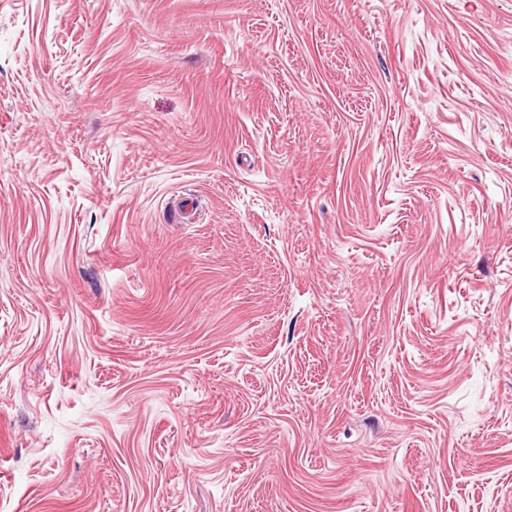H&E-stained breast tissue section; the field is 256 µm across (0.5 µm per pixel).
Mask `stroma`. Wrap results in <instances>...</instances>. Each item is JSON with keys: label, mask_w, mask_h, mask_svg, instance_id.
I'll use <instances>...</instances> for the list:
<instances>
[{"label": "stroma", "mask_w": 512, "mask_h": 512, "mask_svg": "<svg viewBox=\"0 0 512 512\" xmlns=\"http://www.w3.org/2000/svg\"><path fill=\"white\" fill-rule=\"evenodd\" d=\"M0 512H512V0H0Z\"/></svg>", "instance_id": "35a3bbf8"}]
</instances>
